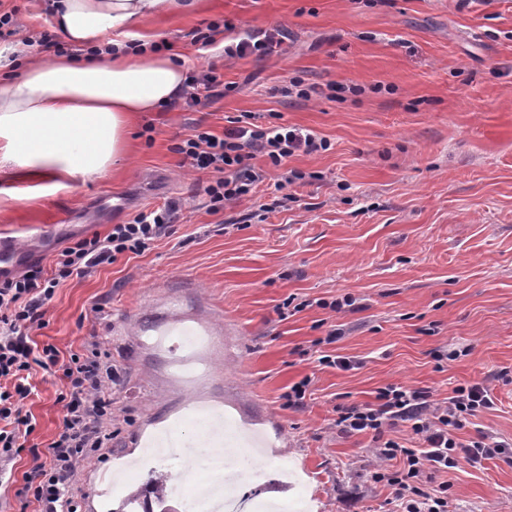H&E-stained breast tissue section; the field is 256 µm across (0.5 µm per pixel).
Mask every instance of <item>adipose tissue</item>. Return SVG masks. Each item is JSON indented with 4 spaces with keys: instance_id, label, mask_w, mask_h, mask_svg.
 I'll return each instance as SVG.
<instances>
[{
    "instance_id": "ef3b65f1",
    "label": "adipose tissue",
    "mask_w": 512,
    "mask_h": 512,
    "mask_svg": "<svg viewBox=\"0 0 512 512\" xmlns=\"http://www.w3.org/2000/svg\"><path fill=\"white\" fill-rule=\"evenodd\" d=\"M201 0H50L65 55L0 56V174L22 183L15 200L76 190L128 156L132 113L157 112L184 89L186 70L146 25L192 15Z\"/></svg>"
}]
</instances>
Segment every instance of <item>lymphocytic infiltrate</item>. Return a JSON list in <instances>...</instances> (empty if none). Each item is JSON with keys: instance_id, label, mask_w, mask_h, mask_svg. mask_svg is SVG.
I'll use <instances>...</instances> for the list:
<instances>
[{"instance_id": "f902f5d3", "label": "lymphocytic infiltrate", "mask_w": 512, "mask_h": 512, "mask_svg": "<svg viewBox=\"0 0 512 512\" xmlns=\"http://www.w3.org/2000/svg\"><path fill=\"white\" fill-rule=\"evenodd\" d=\"M280 31L262 29L225 45L224 57H268L281 50ZM224 84L215 61L189 72L181 108L205 105ZM327 140L308 129L260 126L240 115L234 126L217 134L198 130L177 145L184 167L209 174L198 189L219 212L250 195L266 176L255 159L278 168L295 153L328 150ZM179 211L167 204L139 211L130 222L111 225L106 233L77 239L57 255L52 274L32 264L21 273H0V487H11L34 512H80L79 475L112 445V358L96 337L62 350L36 339L47 327L46 307L60 282L91 275L100 265L128 253L141 254L157 240L171 236ZM57 387L59 424L52 438L30 443L37 421L28 406L37 381ZM494 406L490 387L481 382L460 385L451 396L435 399L430 390L390 383L377 390L374 402L339 410L336 426L346 435L372 437V456L380 465L375 483L391 490V512H456L442 474L461 463L475 465L512 454V444L481 433L462 442L457 431L470 416ZM410 431L409 443L395 436L399 426ZM30 451L34 464L18 471L17 459Z\"/></svg>"}]
</instances>
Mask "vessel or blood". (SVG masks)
I'll use <instances>...</instances> for the list:
<instances>
[{
  "mask_svg": "<svg viewBox=\"0 0 512 512\" xmlns=\"http://www.w3.org/2000/svg\"><path fill=\"white\" fill-rule=\"evenodd\" d=\"M163 304L165 309L156 320L126 313L118 324L130 342L165 355L169 386L182 393L180 409L169 416L171 423L180 426V434L165 442L157 424L149 419L141 422L129 434L125 453L114 457L110 465L90 468L91 493L82 504L84 512H179L185 502L191 503L194 512H251L249 502L238 493L193 491L189 471L178 462L181 449L220 448L228 441L252 460L246 478L262 480L273 470L277 473L273 492L306 488L307 470L282 463L288 446L285 430L266 416L246 411L251 397L245 386L225 392L220 402L200 393L197 382L201 378H235L232 364L216 346L217 336L227 333L228 324L212 309L207 296H200L190 308L169 297ZM162 446L169 449V462L161 468L157 462ZM118 482L130 485L131 491L116 501L112 487Z\"/></svg>",
  "mask_w": 512,
  "mask_h": 512,
  "instance_id": "b4317fda",
  "label": "vessel or blood"
}]
</instances>
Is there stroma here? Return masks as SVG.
I'll list each match as a JSON object with an SVG mask.
<instances>
[{
    "mask_svg": "<svg viewBox=\"0 0 512 512\" xmlns=\"http://www.w3.org/2000/svg\"><path fill=\"white\" fill-rule=\"evenodd\" d=\"M224 20L239 34L283 30L281 52L225 60L232 90L206 107L141 113L123 167L9 205L0 234L40 228L12 265L48 268L70 238L179 203L173 236L62 283L47 309L43 340L65 350L98 336L112 355L113 453L144 415L165 417L180 397H153L168 372L163 357L131 348L110 318L126 309L158 317L156 283L188 305L203 290L235 330L240 381L310 473L312 512H385L390 491L371 480V438L341 434L336 407L373 401L394 382L442 399L482 381L495 405L457 436L512 441V380L500 377L512 371V0H205L201 14L150 27L189 69L204 63L191 32ZM294 77L320 95L283 97ZM246 112L259 124L309 129L330 148L288 159L284 170L306 177L286 199L275 189L282 170L272 169L253 196L210 213L207 197L192 192L200 174L182 166L175 146L198 126L222 133ZM344 295L353 306L328 310ZM332 326L343 337L323 344ZM441 347L456 358L440 370L432 353ZM323 355L357 365L316 369ZM307 375L305 407H288L284 392ZM28 406L33 441L52 437L53 387L38 384ZM447 480L459 512H512V459L465 464Z\"/></svg>",
    "mask_w": 512,
    "mask_h": 512,
    "instance_id": "obj_1",
    "label": "stroma"
}]
</instances>
